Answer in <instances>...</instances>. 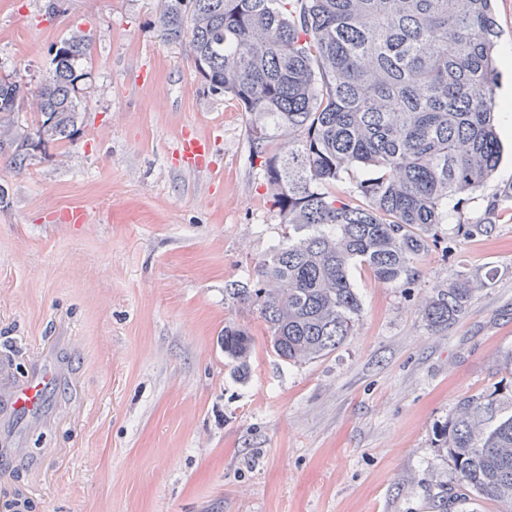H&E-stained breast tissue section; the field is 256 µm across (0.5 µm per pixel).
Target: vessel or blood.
<instances>
[{
  "mask_svg": "<svg viewBox=\"0 0 512 512\" xmlns=\"http://www.w3.org/2000/svg\"><path fill=\"white\" fill-rule=\"evenodd\" d=\"M209 149L207 140L195 136H183L177 143L182 168L197 170ZM60 373L55 364L41 361L29 371L21 385L0 387V414L9 418L41 419L47 396L58 385Z\"/></svg>",
  "mask_w": 512,
  "mask_h": 512,
  "instance_id": "b4317fda",
  "label": "vessel or blood"
}]
</instances>
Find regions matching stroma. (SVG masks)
<instances>
[{
  "instance_id": "obj_1",
  "label": "stroma",
  "mask_w": 512,
  "mask_h": 512,
  "mask_svg": "<svg viewBox=\"0 0 512 512\" xmlns=\"http://www.w3.org/2000/svg\"><path fill=\"white\" fill-rule=\"evenodd\" d=\"M56 13H48V4ZM160 0H0V74L44 83L52 44L91 37L84 121L24 170L0 157V382L42 359L63 377L41 420L0 426L22 461L0 512H439V433L461 398L512 391V134L409 287L351 269L362 316L333 353L280 360L263 321L224 298L287 233L265 202L246 117L164 41ZM214 144L183 170L184 134ZM486 224L469 235L466 225ZM477 280L442 328L421 313ZM255 340L224 364L225 323ZM477 281L458 276L448 288H436L423 305V317L431 327H440L458 317L466 308Z\"/></svg>"
}]
</instances>
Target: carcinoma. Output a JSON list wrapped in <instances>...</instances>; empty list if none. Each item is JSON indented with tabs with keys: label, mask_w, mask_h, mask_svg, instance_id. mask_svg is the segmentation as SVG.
Returning <instances> with one entry per match:
<instances>
[{
	"label": "carcinoma",
	"mask_w": 512,
	"mask_h": 512,
	"mask_svg": "<svg viewBox=\"0 0 512 512\" xmlns=\"http://www.w3.org/2000/svg\"><path fill=\"white\" fill-rule=\"evenodd\" d=\"M494 0H160L157 27L188 41L208 88L245 112L252 159L280 223L305 230L261 256L255 278L224 285L247 305L285 362L334 352L362 311L350 279L359 263L380 282L406 285L450 204L495 173L502 146L495 112L500 36ZM34 93L0 76V153L18 170L37 151L73 141L90 38L53 45ZM36 112L20 115L28 96ZM371 174L358 197L336 182ZM478 284L457 277L434 289L423 317L440 327L466 308ZM226 364L244 379L254 339L224 325ZM443 447L453 481L436 493L440 512L489 500L512 512V396L465 398L448 419Z\"/></svg>",
	"instance_id": "carcinoma-1"
}]
</instances>
